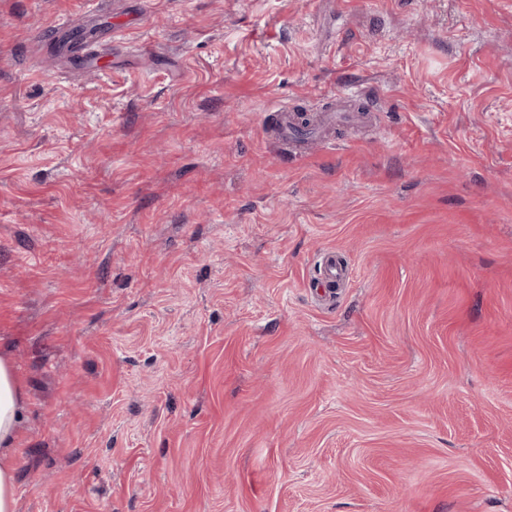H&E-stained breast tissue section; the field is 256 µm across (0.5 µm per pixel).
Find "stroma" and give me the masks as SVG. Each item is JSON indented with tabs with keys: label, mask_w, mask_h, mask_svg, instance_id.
<instances>
[{
	"label": "stroma",
	"mask_w": 512,
	"mask_h": 512,
	"mask_svg": "<svg viewBox=\"0 0 512 512\" xmlns=\"http://www.w3.org/2000/svg\"><path fill=\"white\" fill-rule=\"evenodd\" d=\"M0 353L17 512H512V0H0ZM24 401V391L6 356H0V447L9 448Z\"/></svg>",
	"instance_id": "stroma-1"
}]
</instances>
